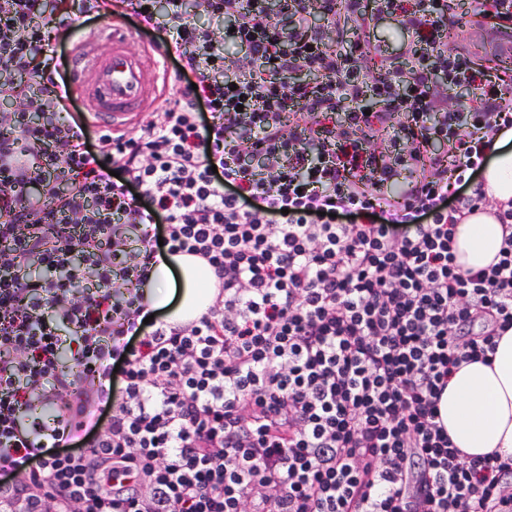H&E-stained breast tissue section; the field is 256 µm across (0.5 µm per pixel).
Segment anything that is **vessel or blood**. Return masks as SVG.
<instances>
[{
  "label": "vessel or blood",
  "mask_w": 512,
  "mask_h": 512,
  "mask_svg": "<svg viewBox=\"0 0 512 512\" xmlns=\"http://www.w3.org/2000/svg\"><path fill=\"white\" fill-rule=\"evenodd\" d=\"M109 43L108 52L103 53L97 44L79 39L85 59L73 73L70 89L89 103L98 121L117 125L140 116L158 74L130 50L127 38L113 35Z\"/></svg>",
  "instance_id": "b4317fda"
}]
</instances>
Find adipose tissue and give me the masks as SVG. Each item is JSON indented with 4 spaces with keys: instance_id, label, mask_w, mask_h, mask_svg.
Returning a JSON list of instances; mask_svg holds the SVG:
<instances>
[{
    "instance_id": "adipose-tissue-1",
    "label": "adipose tissue",
    "mask_w": 512,
    "mask_h": 512,
    "mask_svg": "<svg viewBox=\"0 0 512 512\" xmlns=\"http://www.w3.org/2000/svg\"><path fill=\"white\" fill-rule=\"evenodd\" d=\"M484 178L492 197L512 198V129L496 138ZM501 243L500 224L486 214L456 229L458 261L466 270L489 265ZM207 281L196 259L174 255L153 266L144 293L151 309L173 319L188 318L207 306ZM440 415L457 448L473 455L512 454V330L499 339L491 364L473 362L456 372L440 402Z\"/></svg>"
}]
</instances>
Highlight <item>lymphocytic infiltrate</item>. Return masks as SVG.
<instances>
[{
	"label": "lymphocytic infiltrate",
	"instance_id": "f902f5d3",
	"mask_svg": "<svg viewBox=\"0 0 512 512\" xmlns=\"http://www.w3.org/2000/svg\"><path fill=\"white\" fill-rule=\"evenodd\" d=\"M455 10L0 0V512H512V456L439 414L512 329V199L481 178L512 69L443 48ZM111 16L174 91L94 136L54 58ZM386 16L405 60L365 38ZM485 210L502 247L462 270ZM167 254L214 278L198 318L149 315ZM501 243V225L487 214L474 215L465 224L457 226L458 261L464 270L489 265L498 253Z\"/></svg>",
	"mask_w": 512,
	"mask_h": 512
}]
</instances>
